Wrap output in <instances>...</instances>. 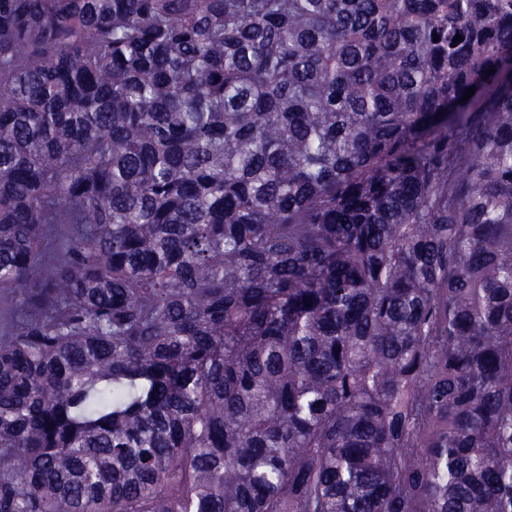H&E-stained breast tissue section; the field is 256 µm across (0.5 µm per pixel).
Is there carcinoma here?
Instances as JSON below:
<instances>
[{"mask_svg":"<svg viewBox=\"0 0 512 512\" xmlns=\"http://www.w3.org/2000/svg\"><path fill=\"white\" fill-rule=\"evenodd\" d=\"M510 61L512 0H0V512H512Z\"/></svg>","mask_w":512,"mask_h":512,"instance_id":"cac0c4a2","label":"carcinoma"}]
</instances>
